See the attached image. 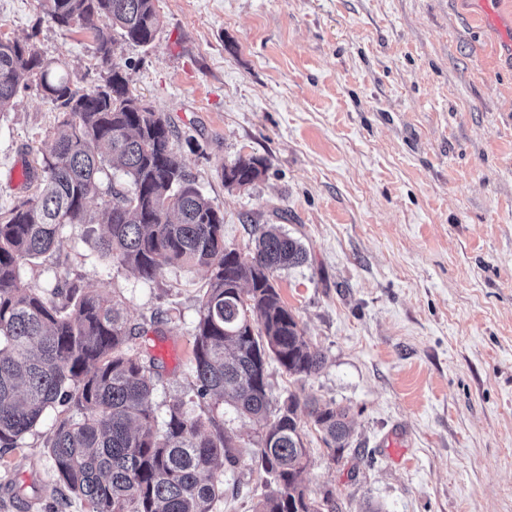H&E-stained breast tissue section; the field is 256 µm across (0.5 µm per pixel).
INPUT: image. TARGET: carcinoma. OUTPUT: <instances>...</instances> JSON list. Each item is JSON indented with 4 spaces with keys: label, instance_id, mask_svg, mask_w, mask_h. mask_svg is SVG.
<instances>
[{
    "label": "carcinoma",
    "instance_id": "obj_1",
    "mask_svg": "<svg viewBox=\"0 0 512 512\" xmlns=\"http://www.w3.org/2000/svg\"><path fill=\"white\" fill-rule=\"evenodd\" d=\"M62 27L93 33L106 63L112 32L147 46L160 29L154 0H45ZM36 88L61 119L26 178L34 198L0 212V447L19 448L49 409L58 411L47 444L56 481L86 512H212L224 496L222 469L236 463V437L217 415L228 402L258 427L265 492L255 512H334L302 485L309 463L300 415L321 434L331 458L349 445V410L291 392L273 411L267 365L309 377L323 363L275 281L279 270L307 260L302 244L271 224L243 256L224 244V213L205 196L173 151L169 119L129 89L112 65L91 93L71 88L69 73L29 42L0 39V113ZM265 161L240 157L224 167V184L251 185ZM115 169L128 185L103 182ZM100 199L98 217L89 214ZM100 224L101 253L140 279L168 267L206 270L192 344L188 401L168 405L157 421L152 402L155 359L135 353L142 327L120 303L76 283L58 282L47 297L22 279L21 266L53 251L64 226Z\"/></svg>",
    "mask_w": 512,
    "mask_h": 512
}]
</instances>
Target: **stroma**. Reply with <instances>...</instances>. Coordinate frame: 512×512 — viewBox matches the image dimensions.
<instances>
[{
  "mask_svg": "<svg viewBox=\"0 0 512 512\" xmlns=\"http://www.w3.org/2000/svg\"><path fill=\"white\" fill-rule=\"evenodd\" d=\"M43 0H0V38L31 39L81 92L108 68L91 34L54 23ZM151 45L116 39L135 96L180 133L174 149L247 251L265 224L306 248L277 285L321 350L320 371L267 366L268 393L350 410L332 459L304 427L313 498L336 512H512V0H155ZM60 114L29 89L0 115V210L31 196L21 171ZM264 159L246 189L237 157ZM95 224L64 228L57 252L24 264L38 292L69 280L123 301L156 357L158 412L186 398L202 271L154 281L105 258ZM242 445L213 512H254V425L227 405ZM48 410L21 447L0 448V512H85L54 477ZM266 168L265 161L257 157H239L230 166H224V184L243 188L251 185L264 173Z\"/></svg>",
  "mask_w": 512,
  "mask_h": 512,
  "instance_id": "obj_1",
  "label": "stroma"
}]
</instances>
